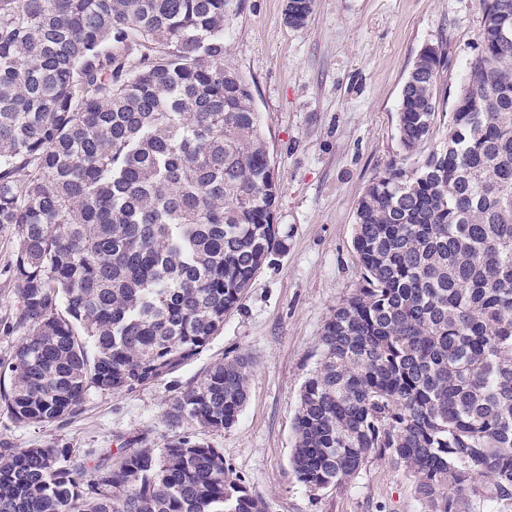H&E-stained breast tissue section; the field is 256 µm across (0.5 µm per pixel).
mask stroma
<instances>
[{"label": "stroma", "mask_w": 512, "mask_h": 512, "mask_svg": "<svg viewBox=\"0 0 512 512\" xmlns=\"http://www.w3.org/2000/svg\"><path fill=\"white\" fill-rule=\"evenodd\" d=\"M286 0H235L228 12L226 63L249 83L282 192L277 222L286 250L256 275L243 304L201 354L165 381L133 393L88 388L79 412L50 424H16L0 405V443L161 448L177 433L165 418L181 386L216 360L246 354L255 368L241 417L231 428L198 429L221 449L234 477L266 512H423L409 473L370 459L350 483L313 492L290 456L294 417L319 359L333 308L357 287V202L375 173L401 154L397 112L417 54L448 56L438 95L450 111L458 74L477 53L480 0H315L308 23L288 25ZM18 239L0 228V362L21 341L12 330Z\"/></svg>", "instance_id": "35a3bbf8"}]
</instances>
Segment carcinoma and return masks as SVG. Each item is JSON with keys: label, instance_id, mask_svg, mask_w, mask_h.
I'll return each mask as SVG.
<instances>
[{"label": "carcinoma", "instance_id": "cac0c4a2", "mask_svg": "<svg viewBox=\"0 0 512 512\" xmlns=\"http://www.w3.org/2000/svg\"><path fill=\"white\" fill-rule=\"evenodd\" d=\"M448 135L442 47L398 108L402 156L359 199L354 292L332 309L290 459L312 491L372 457L424 512H512V0H481ZM231 0H0V227L22 332L0 403L62 420L90 387L134 392L191 363L286 250L249 83L224 64ZM314 0H287L292 27ZM249 355L167 404L163 448L78 455L0 443V512H265L193 427L234 425Z\"/></svg>", "mask_w": 512, "mask_h": 512}]
</instances>
